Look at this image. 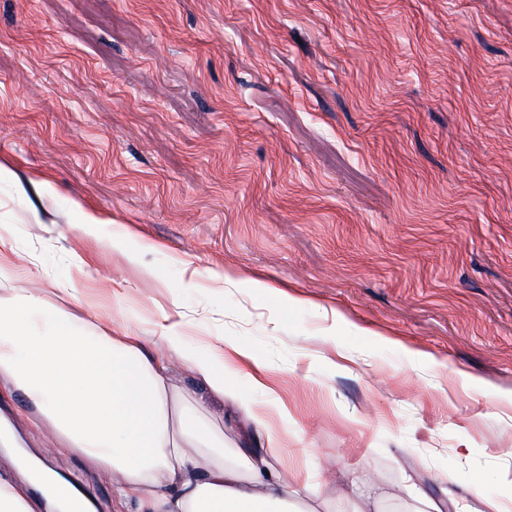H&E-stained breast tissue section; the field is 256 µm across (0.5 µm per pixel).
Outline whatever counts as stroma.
<instances>
[{"mask_svg": "<svg viewBox=\"0 0 512 512\" xmlns=\"http://www.w3.org/2000/svg\"><path fill=\"white\" fill-rule=\"evenodd\" d=\"M0 162V286L68 289L156 356L172 324L194 353L249 347L236 384L278 406L274 467L338 512L372 482L381 512L507 496L512 0H0ZM180 385L226 456L266 443ZM21 440L97 512H135Z\"/></svg>", "mask_w": 512, "mask_h": 512, "instance_id": "35a3bbf8", "label": "stroma"}]
</instances>
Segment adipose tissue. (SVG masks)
Listing matches in <instances>:
<instances>
[{
	"mask_svg": "<svg viewBox=\"0 0 512 512\" xmlns=\"http://www.w3.org/2000/svg\"><path fill=\"white\" fill-rule=\"evenodd\" d=\"M48 289L8 288L0 294V388L17 393L25 421L51 436L52 447L81 457L112 484L118 499L135 496L138 512H284L291 498L328 499L312 484L271 473L265 457L224 455V426L204 422L205 407L187 401L174 360L204 382L212 396L230 390L224 361L255 362L247 347L228 342L186 355L185 334L166 327V357L144 351L140 337L102 321L83 304L49 306ZM0 474V512H38L28 496L44 483L60 512H91L89 500L32 458Z\"/></svg>",
	"mask_w": 512,
	"mask_h": 512,
	"instance_id": "adipose-tissue-1",
	"label": "adipose tissue"
}]
</instances>
